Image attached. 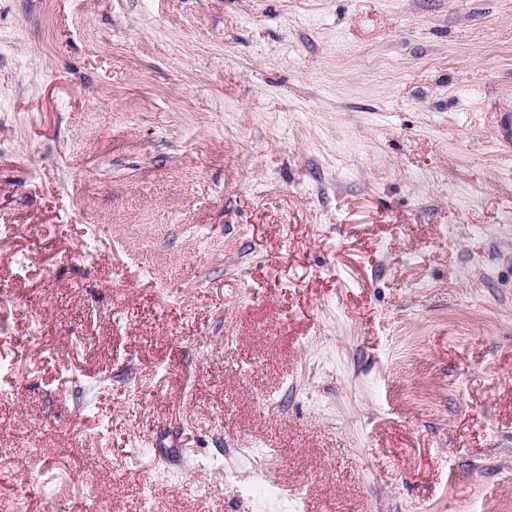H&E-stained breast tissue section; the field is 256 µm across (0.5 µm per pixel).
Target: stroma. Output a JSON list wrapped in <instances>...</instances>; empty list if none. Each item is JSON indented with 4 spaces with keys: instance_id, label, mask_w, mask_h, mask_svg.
Listing matches in <instances>:
<instances>
[{
    "instance_id": "stroma-1",
    "label": "stroma",
    "mask_w": 512,
    "mask_h": 512,
    "mask_svg": "<svg viewBox=\"0 0 512 512\" xmlns=\"http://www.w3.org/2000/svg\"><path fill=\"white\" fill-rule=\"evenodd\" d=\"M512 0H0V497L512 512Z\"/></svg>"
}]
</instances>
